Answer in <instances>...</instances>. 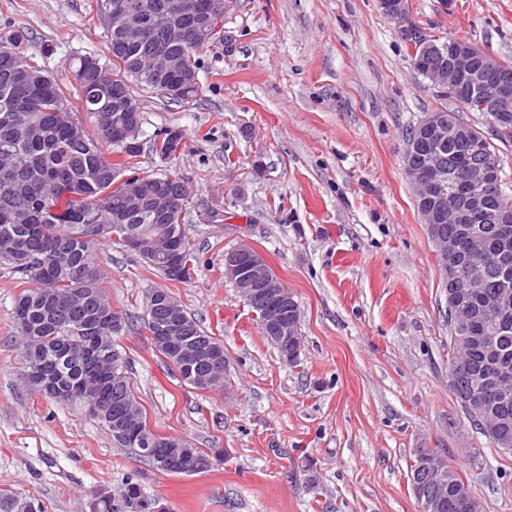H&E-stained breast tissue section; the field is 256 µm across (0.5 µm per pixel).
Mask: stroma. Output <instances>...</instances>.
<instances>
[{"label": "stroma", "mask_w": 512, "mask_h": 512, "mask_svg": "<svg viewBox=\"0 0 512 512\" xmlns=\"http://www.w3.org/2000/svg\"><path fill=\"white\" fill-rule=\"evenodd\" d=\"M435 37L512 61V0H409ZM69 99L70 67L106 50L94 0H0V39ZM200 95L139 92L138 172L189 191L191 277L168 281L111 242L97 252L115 342L147 423L208 465L158 471L116 447L83 404L25 384L17 277L0 266V495L44 512H91L127 477L168 512H419L418 449L453 466L481 512H512V451L472 426L448 386V290L403 165L405 136L451 100L414 69L377 0H234L223 43L200 56ZM185 134L161 162L155 133ZM257 250L300 305L297 364L263 336L224 277L226 250ZM169 288L224 345L226 385L199 390L161 361L141 316Z\"/></svg>", "instance_id": "1"}]
</instances>
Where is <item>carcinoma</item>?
Returning a JSON list of instances; mask_svg holds the SVG:
<instances>
[{
  "label": "carcinoma",
  "instance_id": "carcinoma-1",
  "mask_svg": "<svg viewBox=\"0 0 512 512\" xmlns=\"http://www.w3.org/2000/svg\"><path fill=\"white\" fill-rule=\"evenodd\" d=\"M112 2L95 0L107 32L108 62L95 55L82 56L73 70L81 108L94 123L93 135L73 119L70 103L55 78L28 65L20 51V37L0 42V147H8L14 155L9 176H0V265L10 268L25 284L15 297L14 318L22 337L26 370L39 359L51 372L55 388L43 395L59 404L80 403L79 387L94 390L99 373H113L130 407L140 412L141 404L120 351L114 352V362L106 364H93L81 355L80 341L97 335L104 310L111 307L95 257L102 239L86 240L84 236L96 224H173L180 236L176 245L182 263L192 265L194 257L184 229L188 208L165 217L146 207L129 209L112 185L121 172L129 170L131 185L149 188L157 178L178 188L181 178L175 174L141 176L136 171L141 145L131 146L123 139V128L130 118L143 123L134 87L156 91L176 102L196 99V55L224 40V17L211 14V0H137L145 8L165 14L167 27L134 42L112 25ZM157 40L173 64L156 61ZM511 142L512 115L508 114L494 140L483 141L472 154L498 162L501 186L506 173L498 144ZM105 146L111 148L112 157L105 156ZM430 152L443 170H452L453 180L463 178V168L455 164L459 144L420 146L414 150L412 161L420 165ZM465 225L484 245L497 242L499 225L485 217H471ZM76 288L85 294L81 305L61 302ZM481 294L476 322L466 328L450 327L449 364L458 374L453 395L460 403L472 394V380L486 370L481 359L468 355V347L460 338H484L488 349L512 365V314L505 322L498 316L499 304L505 302L512 309V269L506 277L498 271L487 274ZM185 317L192 326L188 342L202 339L219 343L190 314ZM485 411L499 420L512 440V383L506 394L485 400ZM137 422L140 426L135 442L115 437L117 447L133 452L162 439L147 425L145 416H139ZM462 484L457 472L448 468V504L443 512H474L456 498ZM145 498L141 484L127 478L122 503Z\"/></svg>",
  "mask_w": 512,
  "mask_h": 512
}]
</instances>
